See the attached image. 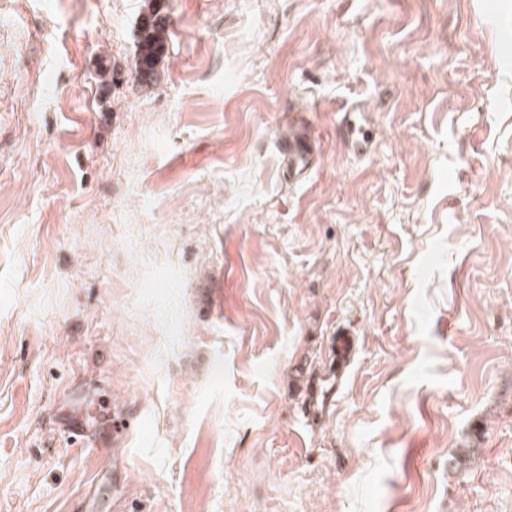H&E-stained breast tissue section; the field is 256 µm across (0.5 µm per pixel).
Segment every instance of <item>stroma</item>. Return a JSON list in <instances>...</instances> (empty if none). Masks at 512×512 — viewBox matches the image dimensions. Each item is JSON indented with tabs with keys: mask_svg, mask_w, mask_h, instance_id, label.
<instances>
[{
	"mask_svg": "<svg viewBox=\"0 0 512 512\" xmlns=\"http://www.w3.org/2000/svg\"><path fill=\"white\" fill-rule=\"evenodd\" d=\"M166 5L143 85V0H0V512H69L81 390L127 512H512V0ZM169 22L165 0H144L136 42V76L142 83L158 79L159 67L169 52ZM301 125L292 129L289 137H284L278 141V148L282 155L288 160V168H302L306 166L313 153V142L307 125L301 121H294ZM91 420L90 415H81L58 418L56 422L58 428L67 434L71 442L82 448H90L95 451V456L102 462L90 484L75 500L74 512H100L99 477L105 469L112 467V495L118 493L122 487L125 466L124 461L115 455L117 448L114 447L124 441L133 422L126 413L116 409L113 411L112 427L109 431L93 429Z\"/></svg>",
	"mask_w": 512,
	"mask_h": 512,
	"instance_id": "1",
	"label": "stroma"
}]
</instances>
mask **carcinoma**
I'll return each mask as SVG.
<instances>
[{
	"label": "carcinoma",
	"instance_id": "obj_1",
	"mask_svg": "<svg viewBox=\"0 0 512 512\" xmlns=\"http://www.w3.org/2000/svg\"><path fill=\"white\" fill-rule=\"evenodd\" d=\"M169 22L165 0H144L136 42V76L145 84L157 81L159 67L167 58Z\"/></svg>",
	"mask_w": 512,
	"mask_h": 512
}]
</instances>
